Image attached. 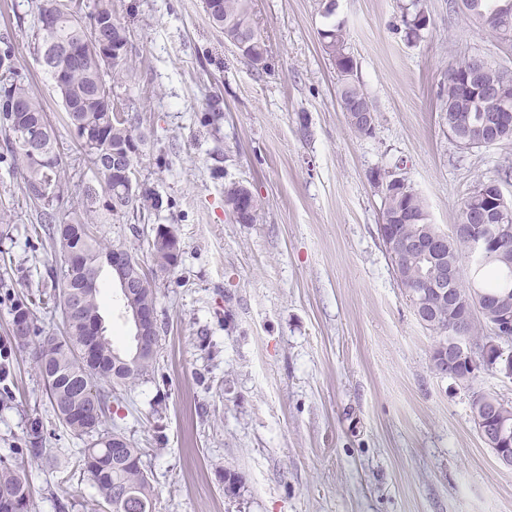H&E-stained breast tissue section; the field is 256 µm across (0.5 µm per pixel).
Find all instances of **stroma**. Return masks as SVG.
<instances>
[{
  "label": "stroma",
  "instance_id": "stroma-1",
  "mask_svg": "<svg viewBox=\"0 0 512 512\" xmlns=\"http://www.w3.org/2000/svg\"><path fill=\"white\" fill-rule=\"evenodd\" d=\"M399 2L337 0L326 17L319 0H252L268 48L258 69L210 23L203 0H112L135 64L112 103L144 137L135 175L159 202L144 224L174 227L181 243L178 266L158 276L131 222L95 227L104 243L131 248L156 293L155 368L116 388L107 419L145 450L153 512H512V468L470 418L473 390L512 402V379L483 368L467 388L432 372L434 338L393 273L372 180L401 173L433 224L458 223L475 183L512 160V141L460 148L437 91L467 51L512 69V41H493L456 0H422L429 27L407 41ZM32 20L31 0H0V33L12 35L58 142L62 217L94 174L33 52ZM335 24L376 107L370 137L338 105L318 36ZM231 182L252 191L255 223H237L225 205ZM1 209L0 457L26 470L31 512H96V488L77 467L87 440L58 423L29 352L10 338L14 302L54 294L59 256L0 143ZM98 286L107 334L129 349L110 271Z\"/></svg>",
  "mask_w": 512,
  "mask_h": 512
}]
</instances>
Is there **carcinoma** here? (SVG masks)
<instances>
[{"label": "carcinoma", "mask_w": 512, "mask_h": 512, "mask_svg": "<svg viewBox=\"0 0 512 512\" xmlns=\"http://www.w3.org/2000/svg\"><path fill=\"white\" fill-rule=\"evenodd\" d=\"M251 0H204L209 20L224 37L233 42L247 41L243 55L256 68L265 67L267 48L260 33L250 21ZM465 12L484 25L494 37L512 39V0H461ZM32 30L33 48L38 58L52 54L63 46L77 52L74 57L59 56L56 65L64 71V79L54 80L67 113L70 126L80 131L91 130L101 139L94 145L78 142L79 151L90 161L97 184L83 186L77 206L58 222L53 213L54 203L64 193L67 182L62 161L56 150L54 130L42 101L30 90L26 76L16 66L14 44L0 36V101L15 102L13 112L0 110V133L4 134L6 150L21 168L24 191L41 209V216L52 224L53 246L58 249L60 263L52 271L64 321V334L42 336L37 327L33 303L17 300L12 308L11 322L25 323L22 334L11 333L17 348L31 350L35 369L58 422L74 435L90 438L78 460L97 488L107 512H153L154 486L143 467L141 449L124 434L106 427L112 392L96 385L104 381L109 386L126 385L150 375L156 355L122 354L103 335L95 336L93 327L103 324L100 313L99 290L91 287L104 268L112 267L111 254L116 245L99 240L93 231L98 207L113 216L139 221L142 210L151 200L147 190H123V181L109 175L99 165L98 157L122 149L136 140L132 119L112 107V94L102 90L103 84L127 81L132 66L128 57V33L113 16L112 0H93L89 21L109 20L105 35L111 49L120 53L119 60L106 64L97 52L90 49L93 34L82 18H70L64 0H39ZM424 12L421 0L401 7V23L409 40H419L428 25L415 22L416 14ZM325 54L334 63L339 78V106L349 127L361 137H370L374 130L358 118V110L374 112L363 88L354 78L356 61L347 51L345 36L339 26L319 31ZM478 66L474 53H465L448 67L447 81L440 85L438 98L441 109L448 115V134L463 149L469 148V136L475 126L490 120L498 110L493 104L483 105L480 99L466 90L464 80ZM488 75L499 79L509 89L508 107L512 109V71L493 60L485 65ZM499 180H482L463 198L460 215L484 209L498 199ZM105 205H100V197ZM382 222L392 224L396 234L411 237L418 227L431 224L424 201L416 191L401 197L389 196L384 202ZM176 230L166 224L152 228L148 249L156 271L167 273L174 269L181 256V247L170 242ZM448 267L459 270L451 287L459 294L460 302L438 308L430 313L425 328L441 344L448 336V323L466 319V335L482 345L490 337L484 329H492L493 318L477 308L468 294L470 284L480 288L484 296L499 300L512 308V257L499 259L493 255L477 258L464 245L448 242ZM439 279V266L409 263L404 266L401 284L416 281L421 273ZM126 279L132 283L128 293L121 294L124 307L135 305L144 310L156 307L155 292L142 268H130ZM74 299L65 308L63 299ZM31 490L25 470L0 460V512H29Z\"/></svg>", "instance_id": "1"}]
</instances>
